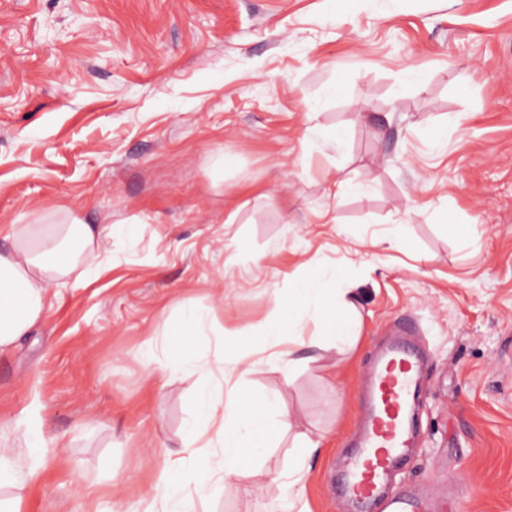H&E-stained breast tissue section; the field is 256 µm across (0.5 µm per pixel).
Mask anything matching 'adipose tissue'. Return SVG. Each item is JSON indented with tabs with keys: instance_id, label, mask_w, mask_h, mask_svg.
Segmentation results:
<instances>
[{
	"instance_id": "obj_1",
	"label": "adipose tissue",
	"mask_w": 512,
	"mask_h": 512,
	"mask_svg": "<svg viewBox=\"0 0 512 512\" xmlns=\"http://www.w3.org/2000/svg\"><path fill=\"white\" fill-rule=\"evenodd\" d=\"M107 236V227L88 223L82 213L65 205L38 215L34 223L10 226L0 248V355L13 351L51 308L55 288L100 270ZM359 307L356 289L325 288L311 280L294 296L277 299L260 333L273 346L285 340L301 344L303 325L310 322L342 353L361 333ZM212 426L217 429L215 442L200 446ZM291 427L292 418L279 398L254 400L234 385L220 402L212 391H202L198 418L187 432L181 455L159 470L143 512H156L159 500L163 512H187L183 489L190 484L204 498L223 497L231 486L246 487L260 475L272 437L292 432ZM293 434L294 452L278 484L276 512H294L309 472L307 461L322 445L321 438Z\"/></svg>"
}]
</instances>
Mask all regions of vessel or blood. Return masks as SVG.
<instances>
[{
    "instance_id": "obj_1",
    "label": "vessel or blood",
    "mask_w": 512,
    "mask_h": 512,
    "mask_svg": "<svg viewBox=\"0 0 512 512\" xmlns=\"http://www.w3.org/2000/svg\"><path fill=\"white\" fill-rule=\"evenodd\" d=\"M419 357L408 341L393 344L370 372V412L362 447L344 482L349 497L365 504L381 492L389 474L409 453L414 435L410 409L418 393ZM387 512H438L434 503L403 490L386 501Z\"/></svg>"
}]
</instances>
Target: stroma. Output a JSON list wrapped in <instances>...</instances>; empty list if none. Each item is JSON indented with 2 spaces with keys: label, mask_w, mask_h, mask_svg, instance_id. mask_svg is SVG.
Listing matches in <instances>:
<instances>
[{
  "label": "stroma",
  "mask_w": 512,
  "mask_h": 512,
  "mask_svg": "<svg viewBox=\"0 0 512 512\" xmlns=\"http://www.w3.org/2000/svg\"><path fill=\"white\" fill-rule=\"evenodd\" d=\"M59 205L111 225L110 260L0 355V448L23 465L28 432L47 442L1 500L136 512L250 350L239 384L325 437L307 512H353L327 485L410 316L427 365L394 487L512 512V0H0V226ZM392 224L402 246H359ZM334 269L361 294L358 342L296 348L284 375L258 327ZM192 313L207 330L178 372ZM291 446L191 512H270Z\"/></svg>",
  "instance_id": "obj_1"
}]
</instances>
